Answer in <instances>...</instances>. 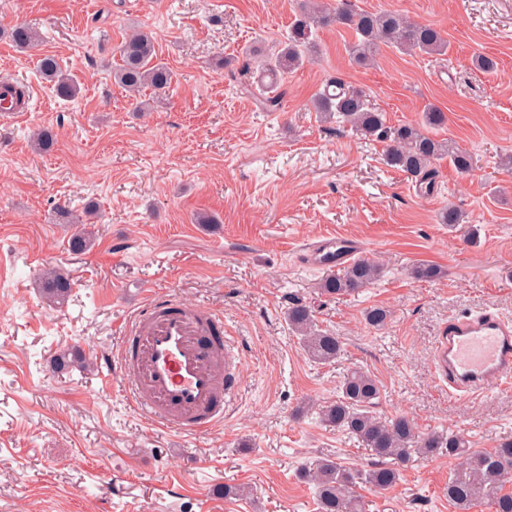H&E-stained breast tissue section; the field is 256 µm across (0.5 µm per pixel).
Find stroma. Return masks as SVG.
<instances>
[{
	"instance_id": "obj_1",
	"label": "stroma",
	"mask_w": 512,
	"mask_h": 512,
	"mask_svg": "<svg viewBox=\"0 0 512 512\" xmlns=\"http://www.w3.org/2000/svg\"><path fill=\"white\" fill-rule=\"evenodd\" d=\"M439 28L446 55L382 48L370 66L349 60L351 32L318 33L313 63L285 74L280 111L245 93L242 61L259 70L294 18L295 0H0V73L33 94L0 124V512H318L301 465L329 458L377 464L356 438L322 424L349 368L378 383L374 412L405 414L420 429H451L477 449L512 434V387L449 399L432 362L445 323L495 309L512 316V0H353ZM27 23L42 37L23 53L3 29ZM151 31L173 71L152 111H136L111 76L131 29ZM54 56L79 86L58 97L37 62ZM497 62L474 68L475 55ZM366 89L391 124L415 123L428 105L436 130L469 151L473 168L436 165L432 194L388 167L384 146L323 121L311 99L329 76ZM56 144L35 152L32 129ZM96 205L91 250L68 247L73 228L55 204ZM455 205L476 242L438 221ZM216 216L198 224L195 214ZM343 235L383 268L355 295L317 289L326 271L301 248ZM439 278L412 277L415 264ZM48 265L67 274L62 307L37 287ZM169 295L222 314L242 351L240 389L223 425L199 435L167 430L135 411L109 378L125 323L150 297ZM338 336L340 358L317 364L288 325L293 301ZM391 312L380 330L363 312ZM88 369L55 371L61 353ZM457 459L416 457L386 490L354 492L369 512H456L446 495ZM249 488L228 497L225 485Z\"/></svg>"
}]
</instances>
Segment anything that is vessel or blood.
I'll return each instance as SVG.
<instances>
[{
	"mask_svg": "<svg viewBox=\"0 0 512 512\" xmlns=\"http://www.w3.org/2000/svg\"><path fill=\"white\" fill-rule=\"evenodd\" d=\"M345 236H324L305 246L307 266H342L358 253ZM122 356L107 364L136 411L164 427L196 434L223 425L240 388L241 353L224 334L223 315L176 298L147 301L123 328ZM433 364L461 399L512 384V320L492 311L449 320Z\"/></svg>",
	"mask_w": 512,
	"mask_h": 512,
	"instance_id": "b4317fda",
	"label": "vessel or blood"
}]
</instances>
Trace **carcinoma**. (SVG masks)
I'll return each instance as SVG.
<instances>
[{
	"mask_svg": "<svg viewBox=\"0 0 512 512\" xmlns=\"http://www.w3.org/2000/svg\"><path fill=\"white\" fill-rule=\"evenodd\" d=\"M341 25L351 29L355 40L349 47L351 61L364 66L379 54L381 46H393L425 54L446 53L449 44L441 30L390 11H358L352 0H335L327 8L321 0H298L295 17L277 52L264 61L263 68L271 73L285 74L310 59L316 49V35L320 29ZM10 42L23 51L37 48L40 34L32 27L17 23L4 31ZM118 62L112 67V77L126 92L136 96L145 89H167L173 81V72L158 59L152 35L134 30L126 35L117 49ZM41 73L56 93L63 98H74L79 93L77 84L61 69L53 56L39 59ZM286 91L275 86L259 88L257 99L261 107L274 112L282 107ZM313 106L325 119H336L348 124L362 137L384 144V159L388 166L412 177L425 191L434 189L435 161L448 157L457 172L467 174L473 168L472 155L449 141L438 140L433 131L446 121L445 113L436 106L427 107L416 124L387 123L384 113L373 108L365 90L339 77L326 80L324 90L315 97ZM37 151H49L55 144V133L41 127L32 134ZM93 210L79 215L65 205L53 210L57 224H82ZM464 212L448 206L439 221L453 230L462 224ZM93 246L91 232L81 229L70 236L69 247L83 252ZM380 265L367 258L352 261L342 273L328 276L318 283L320 293L330 296L352 295L378 279ZM38 288L41 297L50 306L67 302L71 292L70 279L56 267L42 269ZM389 318L387 309L368 308L366 323L382 327ZM288 324L299 336L308 355L320 363L338 359L342 343L331 333L315 328L312 310L297 301L288 307ZM380 397L379 386L372 376L358 368L347 372L336 401L323 406L319 415L322 423L335 427L363 441L380 460L376 467L361 472L325 460L311 469H303L301 477L314 485L320 512H366L364 501L350 490L363 482L382 490L394 486L404 468L415 455H431L445 451L448 456L462 459L461 465L448 478L447 495L459 512H469L476 503L485 501L493 512H512V492L505 490V481L512 476V436L501 439L490 450L470 446L460 433L433 432L424 434L414 419L395 415L382 420L373 408Z\"/></svg>",
	"mask_w": 512,
	"mask_h": 512,
	"instance_id": "carcinoma-1",
	"label": "carcinoma"
}]
</instances>
